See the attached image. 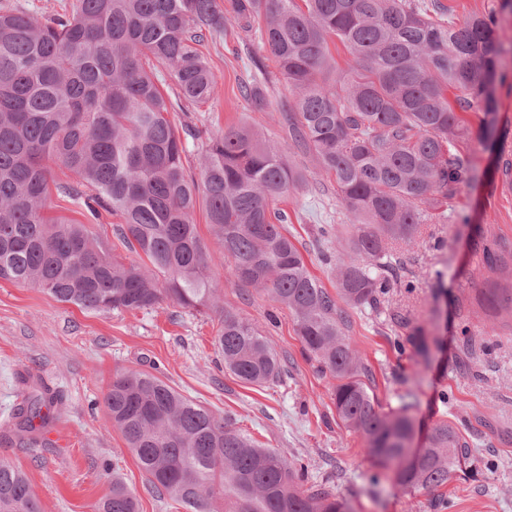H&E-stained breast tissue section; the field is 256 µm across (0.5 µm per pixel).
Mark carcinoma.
I'll return each instance as SVG.
<instances>
[{
	"instance_id": "1",
	"label": "carcinoma",
	"mask_w": 512,
	"mask_h": 512,
	"mask_svg": "<svg viewBox=\"0 0 512 512\" xmlns=\"http://www.w3.org/2000/svg\"><path fill=\"white\" fill-rule=\"evenodd\" d=\"M237 28L258 32L278 62L292 93L283 113L288 139L315 156L351 216L355 258L339 267L334 294L310 273L288 238L287 216L275 208L302 181L280 150L251 127H231L210 138L198 180L169 119L184 102L199 107L211 99L215 80L198 46ZM332 37L352 64L330 81ZM511 51L512 35L494 17L446 24L415 0H78L70 17L52 20L0 9V279L94 312L165 300L216 308L207 276L216 258L193 219L201 203L218 259L230 263L235 281L295 315L304 350L336 379L338 417L363 436L374 462L410 493L472 476L470 444L446 422L413 456L416 389L407 387L399 406L383 411L342 306L381 303L392 245L414 242L463 184L468 162L451 147L468 129L457 111L483 112L482 139L497 148L501 175L512 179V153L496 139L493 89ZM168 79L173 99L161 90ZM269 82L259 62L240 82L259 112ZM49 161L77 177L55 183L56 191L82 202L94 219L102 210L117 218L119 241L139 260L124 263L87 225L48 216ZM482 264L497 275L481 289L482 304L512 317V281L504 278L512 242L484 246ZM215 344L224 368L243 382L281 380L270 340L233 311L224 310ZM103 405L148 483L185 512H215L218 498L224 512H350L333 491L304 485L301 459L257 446L232 418L150 372L116 373ZM54 407L48 389L31 388L17 408V428H45ZM136 509L118 479L96 505V512ZM0 512H41L27 476L5 463Z\"/></svg>"
}]
</instances>
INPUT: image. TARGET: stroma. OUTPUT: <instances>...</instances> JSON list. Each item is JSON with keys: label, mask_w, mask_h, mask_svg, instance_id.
Listing matches in <instances>:
<instances>
[{"label": "stroma", "mask_w": 512, "mask_h": 512, "mask_svg": "<svg viewBox=\"0 0 512 512\" xmlns=\"http://www.w3.org/2000/svg\"><path fill=\"white\" fill-rule=\"evenodd\" d=\"M437 1L453 23L494 14L512 32V13H501L502 0L425 3ZM204 53L216 81L213 99L172 115L185 131L191 165H198L212 133L242 123L259 128L303 175L281 204L288 235L309 271L334 289L338 260L353 255L351 228L334 192H321L327 178L317 162L288 138L282 108L290 91L275 60L256 35L243 33L215 36ZM255 58L272 77L263 112L238 90ZM461 118L470 135L455 148L469 161L466 182L445 218L424 224L414 245L399 249L389 294L379 311L353 313L351 336L384 409L397 408L406 380L419 378L413 446L424 445L437 423L448 422L469 441L478 459L476 478L432 493L400 491L391 473L374 465L363 437L338 419L336 381L304 353L294 315L235 282L220 264L209 276L222 308L271 340L285 365L280 383L254 386L225 370L213 345L219 310L197 312L166 301L146 310L98 313L0 280V463L27 475L42 512H93L116 478L134 493L138 512H184L150 487L103 407L116 372L156 369L184 396L229 415L262 447L301 457L315 481L329 484L353 512H512V320L479 305L484 278L476 251L495 236L512 240V193L499 187L497 154L480 137V113ZM49 213L89 224L122 261L134 260L117 240L112 216L90 223L81 204L56 196ZM320 224L339 225V240L318 239ZM441 269L446 276L440 281ZM423 342L430 349L425 360L418 352ZM28 375L62 401L53 422L33 438L16 430L12 419Z\"/></svg>", "instance_id": "1"}]
</instances>
